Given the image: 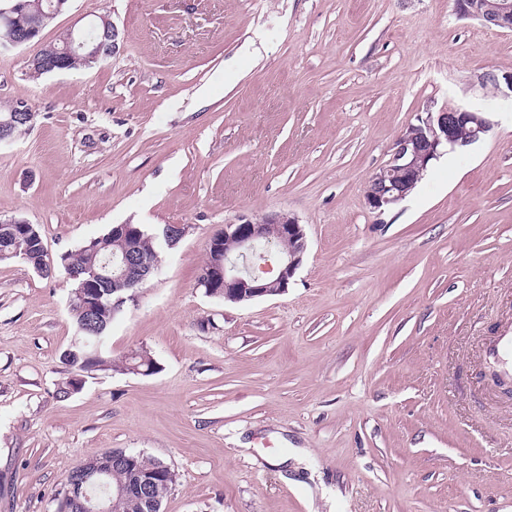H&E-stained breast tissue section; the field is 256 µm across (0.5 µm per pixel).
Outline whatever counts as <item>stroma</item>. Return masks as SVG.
I'll use <instances>...</instances> for the list:
<instances>
[{
    "label": "stroma",
    "instance_id": "35a3bbf8",
    "mask_svg": "<svg viewBox=\"0 0 512 512\" xmlns=\"http://www.w3.org/2000/svg\"><path fill=\"white\" fill-rule=\"evenodd\" d=\"M100 15L120 53L28 61ZM512 32L454 0H70L0 54V218L46 260L115 224L188 225L109 329L113 360L60 399L79 333L63 274L0 261V512H56L80 462L134 448L176 474L164 512H512V393L483 346L512 325ZM483 105L491 131L448 152L385 213L364 187L426 107ZM284 211L303 260L285 292L206 294L209 239ZM11 106L7 107L4 111L9 110ZM3 113L5 114L2 116L1 114ZM0 115V144H2L12 142L11 127L15 122L25 121L31 123L35 113L32 112L31 105L26 101H17L11 112H0Z\"/></svg>",
    "mask_w": 512,
    "mask_h": 512
}]
</instances>
